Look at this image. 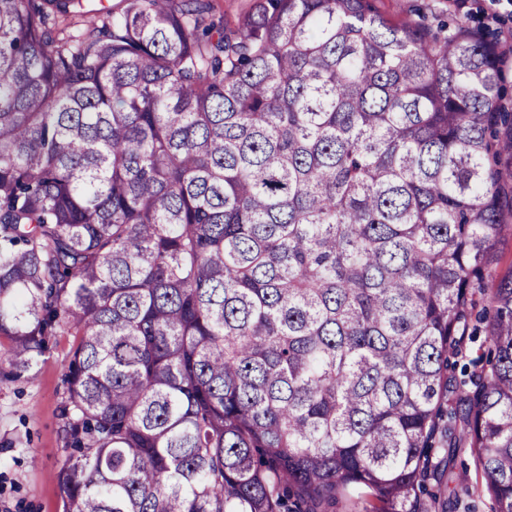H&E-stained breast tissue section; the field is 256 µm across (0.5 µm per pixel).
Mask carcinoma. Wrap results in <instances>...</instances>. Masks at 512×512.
Returning a JSON list of instances; mask_svg holds the SVG:
<instances>
[{
  "mask_svg": "<svg viewBox=\"0 0 512 512\" xmlns=\"http://www.w3.org/2000/svg\"><path fill=\"white\" fill-rule=\"evenodd\" d=\"M83 2L0 0V338L21 375L77 336L62 512H447L462 449L512 512L498 43L370 0L59 36Z\"/></svg>",
  "mask_w": 512,
  "mask_h": 512,
  "instance_id": "cac0c4a2",
  "label": "carcinoma"
}]
</instances>
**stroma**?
<instances>
[{"mask_svg": "<svg viewBox=\"0 0 512 512\" xmlns=\"http://www.w3.org/2000/svg\"><path fill=\"white\" fill-rule=\"evenodd\" d=\"M388 19L416 26L460 17L471 26L505 39L512 36V0L489 11L484 0H374ZM74 336L53 337L32 374L15 375L0 361V512H60L58 472L69 455L64 446L60 405L67 390L66 371ZM469 453H459L448 472L457 499L448 512H492L475 480Z\"/></svg>", "mask_w": 512, "mask_h": 512, "instance_id": "35a3bbf8", "label": "stroma"}]
</instances>
